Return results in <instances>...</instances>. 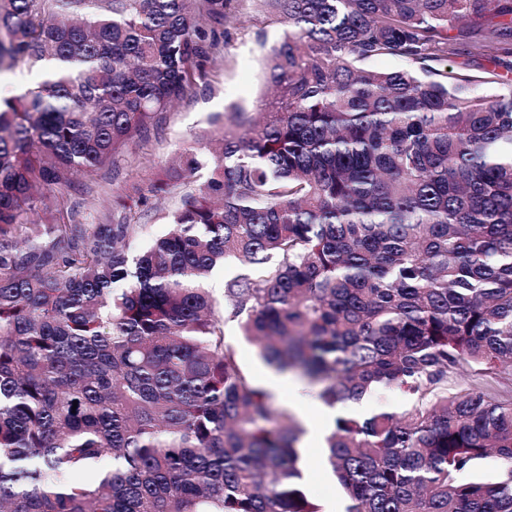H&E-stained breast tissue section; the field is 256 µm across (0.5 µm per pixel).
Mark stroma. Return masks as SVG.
<instances>
[{
    "mask_svg": "<svg viewBox=\"0 0 512 512\" xmlns=\"http://www.w3.org/2000/svg\"><path fill=\"white\" fill-rule=\"evenodd\" d=\"M234 12L239 21L228 24L224 53L208 65L205 85L177 103L148 140L133 145L125 162L103 168L99 180L117 188L145 179L150 171L175 162L200 136L216 131L215 116L237 109L250 114L263 110L269 91L268 53L280 42L285 27L258 0H236ZM87 184V179L77 176L58 186L55 194L65 205L92 215L110 213L111 194L88 195Z\"/></svg>",
    "mask_w": 512,
    "mask_h": 512,
    "instance_id": "1",
    "label": "stroma"
}]
</instances>
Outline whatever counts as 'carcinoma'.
Instances as JSON below:
<instances>
[{
  "label": "carcinoma",
  "instance_id": "obj_1",
  "mask_svg": "<svg viewBox=\"0 0 512 512\" xmlns=\"http://www.w3.org/2000/svg\"><path fill=\"white\" fill-rule=\"evenodd\" d=\"M232 2L0 0V71L40 75L0 100V512H323L228 323L329 407L410 401L325 436L345 512H512V0H258L288 24L260 118L225 114L218 153L108 216L45 204L205 81ZM489 457L497 481L467 477ZM175 204L174 199L165 198L156 201L157 211L152 212V216L143 220L141 224H146V232L140 234V236L132 243L131 247L133 250L142 251L147 249L156 236L161 234L165 228L166 219L164 213L168 208L173 207ZM366 398L370 404L367 413L380 409L400 413L410 407V403L403 396L393 391L373 393Z\"/></svg>",
  "mask_w": 512,
  "mask_h": 512
}]
</instances>
